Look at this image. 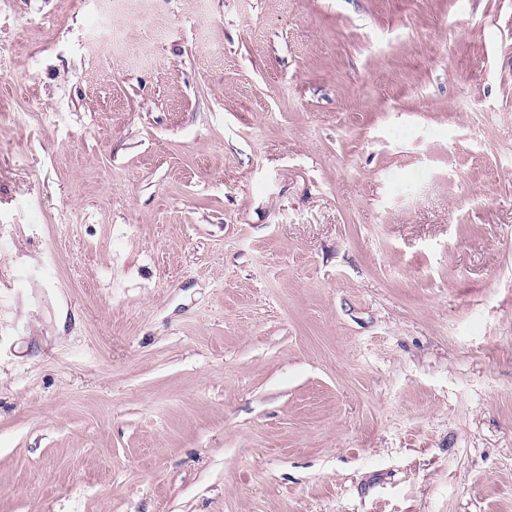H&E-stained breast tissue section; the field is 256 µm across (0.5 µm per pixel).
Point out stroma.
<instances>
[{
    "instance_id": "obj_1",
    "label": "stroma",
    "mask_w": 512,
    "mask_h": 512,
    "mask_svg": "<svg viewBox=\"0 0 512 512\" xmlns=\"http://www.w3.org/2000/svg\"><path fill=\"white\" fill-rule=\"evenodd\" d=\"M1 83L0 512H512V0H0Z\"/></svg>"
}]
</instances>
